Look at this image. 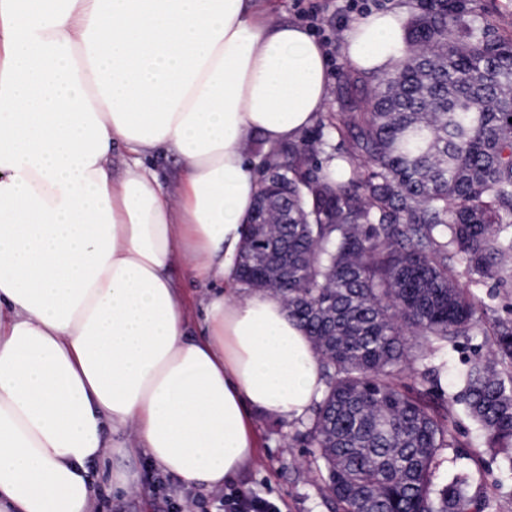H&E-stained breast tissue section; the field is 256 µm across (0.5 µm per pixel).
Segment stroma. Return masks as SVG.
Here are the masks:
<instances>
[{
	"instance_id": "obj_1",
	"label": "stroma",
	"mask_w": 512,
	"mask_h": 512,
	"mask_svg": "<svg viewBox=\"0 0 512 512\" xmlns=\"http://www.w3.org/2000/svg\"><path fill=\"white\" fill-rule=\"evenodd\" d=\"M350 9L348 0H273L272 17L277 21H295L310 26L328 55V111H336L346 96L344 72L350 64L341 53L342 34L361 10H400L410 16L413 0H358ZM490 338L485 331L459 338L455 346L444 347L429 361L439 370L438 390L457 392V377L467 360L489 355ZM302 424L284 425L272 420L258 422L259 448L252 467L234 483L237 491H251L274 501L278 512H331L320 473L311 462V449L302 436ZM458 446L441 449L436 458L435 486H443L455 477L468 480L470 493H483L485 512H512V476L506 472L504 451L485 447L483 438L466 411L458 413ZM138 484L127 492H114L104 478H97L94 489L99 512H213L212 493L185 490L176 480L166 489L156 486V470L146 460L133 461Z\"/></svg>"
}]
</instances>
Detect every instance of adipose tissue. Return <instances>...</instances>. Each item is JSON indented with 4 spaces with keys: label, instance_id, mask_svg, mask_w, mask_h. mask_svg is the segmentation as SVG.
Here are the masks:
<instances>
[{
    "label": "adipose tissue",
    "instance_id": "1",
    "mask_svg": "<svg viewBox=\"0 0 512 512\" xmlns=\"http://www.w3.org/2000/svg\"><path fill=\"white\" fill-rule=\"evenodd\" d=\"M401 48L397 11L341 43L378 74ZM327 60L268 0H0V512H95L108 452L213 491L253 463L258 416L308 417L313 345L238 268L249 145L318 120ZM178 269L207 289L196 332Z\"/></svg>",
    "mask_w": 512,
    "mask_h": 512
}]
</instances>
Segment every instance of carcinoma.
Listing matches in <instances>:
<instances>
[{
  "mask_svg": "<svg viewBox=\"0 0 512 512\" xmlns=\"http://www.w3.org/2000/svg\"><path fill=\"white\" fill-rule=\"evenodd\" d=\"M347 103L259 177L245 289L278 293L326 378L304 426L336 512H483L457 478L432 497L457 406L489 448L512 447V319L492 360L429 404L416 365L480 327L470 288L512 283V39L462 0H417L395 69L345 75ZM348 168L317 160L328 139Z\"/></svg>",
  "mask_w": 512,
  "mask_h": 512,
  "instance_id": "carcinoma-1",
  "label": "carcinoma"
}]
</instances>
